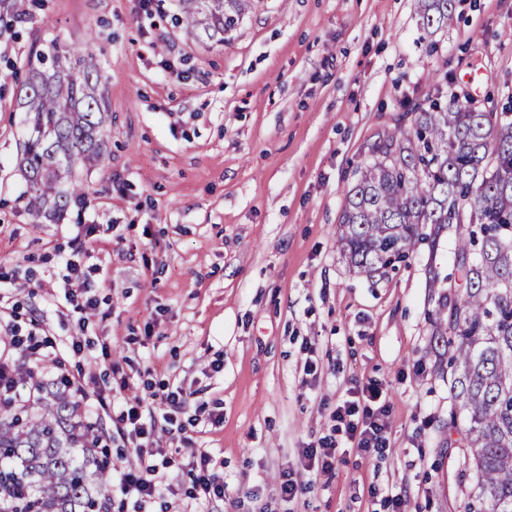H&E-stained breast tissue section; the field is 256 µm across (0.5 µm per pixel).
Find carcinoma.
Returning <instances> with one entry per match:
<instances>
[{"label":"carcinoma","instance_id":"1","mask_svg":"<svg viewBox=\"0 0 512 512\" xmlns=\"http://www.w3.org/2000/svg\"><path fill=\"white\" fill-rule=\"evenodd\" d=\"M251 0H178L190 42H224ZM452 0H424L425 29L452 20ZM26 15L25 0L0 14ZM16 103L28 137L18 160L30 223L88 195L77 170L106 159L112 115L89 44L28 58ZM443 91L371 144L372 163L346 191L336 241L349 266L370 274L409 259L434 232L454 228L456 276L435 311L433 335L451 349V400L466 413L461 442L478 477L468 512H512V114L478 110ZM28 386V396L18 387ZM105 439L64 378L27 365L0 383V512H112Z\"/></svg>","mask_w":512,"mask_h":512}]
</instances>
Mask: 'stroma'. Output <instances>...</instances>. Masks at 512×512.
<instances>
[{"instance_id": "35a3bbf8", "label": "stroma", "mask_w": 512, "mask_h": 512, "mask_svg": "<svg viewBox=\"0 0 512 512\" xmlns=\"http://www.w3.org/2000/svg\"><path fill=\"white\" fill-rule=\"evenodd\" d=\"M139 3L29 0L25 19L0 23V266L13 276L0 338L56 337L92 389L112 386L115 363L127 396L191 391L178 419L198 417L194 444L167 434L163 452L180 484L203 451L226 482L194 512H375L374 488L407 491L405 512H466L476 477L448 438V356L428 321L455 239L369 275L349 268L336 228L370 145L410 126L408 106L434 86L512 105V0H453L436 31L421 25L423 0H253L220 45L183 38L177 0L149 13ZM90 37L112 114L107 159L81 175L90 208L70 203L35 227L7 74ZM80 224L95 230L78 246ZM71 263L99 265L96 310L67 303ZM370 380L386 389L388 456L345 451L333 474L282 500L279 475Z\"/></svg>"}]
</instances>
